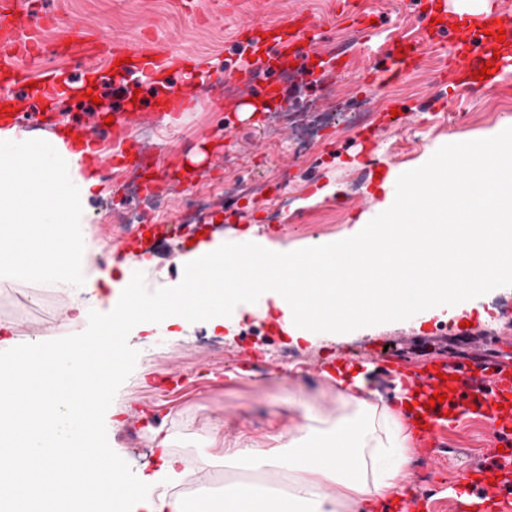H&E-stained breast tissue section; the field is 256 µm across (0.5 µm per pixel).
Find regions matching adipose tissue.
Returning a JSON list of instances; mask_svg holds the SVG:
<instances>
[{
	"mask_svg": "<svg viewBox=\"0 0 512 512\" xmlns=\"http://www.w3.org/2000/svg\"><path fill=\"white\" fill-rule=\"evenodd\" d=\"M81 142L71 128L33 136L0 123V279L65 284L94 299L106 286L126 290L123 309L93 341L35 346L0 364V512H190L164 493L142 498L121 461L95 451L96 408L127 370L130 328L149 331L163 318L221 329L228 313L274 309L283 331L310 341L409 313L446 319L463 297L512 279V127L453 144L456 170L434 154L419 168L389 172L374 213L344 237L298 249L250 235L239 245L219 236L201 243L181 258L186 286L158 300L137 282L149 259L115 260L95 273L84 266L100 250L88 201L101 182L95 153ZM335 396L331 427L316 426L307 410L293 419L287 455L225 450V462L286 473V494L230 481L205 500L206 512H379L406 479L411 428L363 377L337 379Z\"/></svg>",
	"mask_w": 512,
	"mask_h": 512,
	"instance_id": "obj_1",
	"label": "adipose tissue"
}]
</instances>
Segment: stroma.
I'll return each instance as SVG.
<instances>
[{"instance_id": "obj_1", "label": "stroma", "mask_w": 512, "mask_h": 512, "mask_svg": "<svg viewBox=\"0 0 512 512\" xmlns=\"http://www.w3.org/2000/svg\"><path fill=\"white\" fill-rule=\"evenodd\" d=\"M182 0H38L25 11L29 25L44 24V52L31 62L34 73L56 70L71 82L94 80L95 96L108 113L123 104L112 93L106 75L88 76L78 56L58 54L59 41L77 36L102 42L125 39L129 47L147 43L161 53L173 50L197 60L201 69L219 75L260 59L259 47H246L239 24L272 27L301 9L319 23L312 30L313 64L297 63L293 80L261 69L251 88L226 87L233 99L251 95L262 100L267 84L279 81L288 92L281 111L238 119L228 125L222 109L198 106L173 117L148 113L131 140L144 149L156 169L166 174L159 199L147 202L134 192L123 168L102 172L104 194L88 202L91 228L102 249L92 255L89 271L107 269L128 237L131 215L161 214L179 223L178 233L165 243L143 293L154 298L180 286V258L191 239H232L244 233L298 247L319 237L334 239L350 231L377 202V176L417 165L451 138L475 139L512 121V73L500 82L473 85L456 98L438 80L440 52L425 44L410 62L403 79L380 89L361 85L364 72L386 68L399 43L435 27L449 45L467 42L468 22L442 20L432 24L428 0H363L358 16L343 14L338 0H210L207 13L192 18ZM370 28V41L355 38L357 27ZM316 79H309V71ZM372 139L370 156L357 144ZM202 162L191 163L196 153ZM72 295L62 285L38 280L0 281V361L19 354L28 343L46 346L94 338L110 304H90L84 320L71 324ZM482 334L486 351L512 361V282L464 298L448 320H423L408 314L394 322L343 327L314 341L281 333L271 319L245 317L224 339V358L197 349L206 336L196 323L181 336L165 325L155 332L130 331L125 340L128 373L115 392L99 400L98 444L105 455L142 462L126 468L127 480L140 481L161 464L162 451L152 443L146 412H153L172 445L196 457H211L202 473L186 471L197 497L222 494L217 480L224 473L249 478L247 469L224 463L225 441L282 455L284 433L301 408L324 416L336 409L323 368L337 356L360 358L356 373L364 375L383 399H391L399 372L426 361H453L471 353L470 339ZM174 373L184 385L180 397L159 392L161 375ZM223 425L224 440H212L215 425ZM448 451L432 460L428 448L416 447L400 497L385 512H409L419 496L445 500L454 475L476 466L492 445L491 436L475 416L461 417L449 429Z\"/></svg>"}]
</instances>
